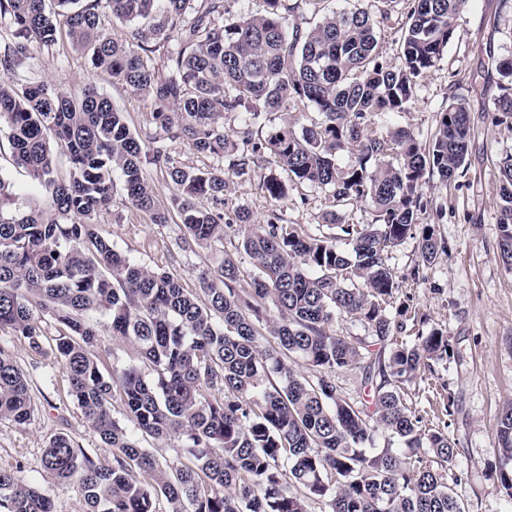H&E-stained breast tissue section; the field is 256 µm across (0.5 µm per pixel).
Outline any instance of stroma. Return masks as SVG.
Returning <instances> with one entry per match:
<instances>
[{
    "mask_svg": "<svg viewBox=\"0 0 512 512\" xmlns=\"http://www.w3.org/2000/svg\"><path fill=\"white\" fill-rule=\"evenodd\" d=\"M373 14L389 10L383 25L381 52L384 60L397 55L401 26L408 4L394 0H366ZM512 54V0H467L455 20L454 34L442 60L416 87L409 111L379 115L382 127L402 126L427 137L435 120L450 102L464 100L470 112L474 138L468 171L458 185L436 188L430 195L442 205L444 216L423 215L434 225L446 253L424 269V277L408 278L418 262L417 240L409 237L392 252L389 266L405 277L404 293L422 319L421 331L442 330L454 349L453 357L432 362L408 389L407 402L420 411L424 423L447 433L457 448L448 466V483L466 512H512V498L502 488L494 468L493 449L498 414L512 407V271L498 259L500 206L497 162L512 152V118L492 121V103L500 93L496 58ZM28 76L80 94L88 85L97 86L125 113L133 133L153 132V103L122 85L110 83L91 66L86 55L73 48L35 50L25 65ZM179 162L196 168L220 167L230 184L224 200V218L234 221L238 208H248L255 221L264 222L278 212L286 223L300 225L310 235L332 234L324 223L322 194L307 185H292L287 198L271 202L262 182L266 167L242 171L230 168L228 159L195 153L186 143L169 146ZM0 175L14 187L18 202L30 208L42 205L44 193L28 173L17 167L6 138H0ZM102 232L114 247L141 264L174 274L184 288L196 290L201 270L217 265L219 250L205 245L184 247L186 230L178 215L167 224L152 223L148 214L128 207L115 195L111 210L101 220ZM4 349L27 375L34 398V415L19 426L0 419V469L15 470L18 479L46 489L55 512H85L76 486L57 483L42 467V456L50 438L59 432L72 437L102 464L112 462L96 434L83 420L67 394L62 366L51 347L31 352L13 336L0 332ZM56 375V385L45 382ZM454 396L451 415H442V392Z\"/></svg>",
    "mask_w": 512,
    "mask_h": 512,
    "instance_id": "35a3bbf8",
    "label": "stroma"
}]
</instances>
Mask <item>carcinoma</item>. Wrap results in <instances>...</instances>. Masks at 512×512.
Returning <instances> with one entry per match:
<instances>
[{"mask_svg": "<svg viewBox=\"0 0 512 512\" xmlns=\"http://www.w3.org/2000/svg\"><path fill=\"white\" fill-rule=\"evenodd\" d=\"M263 12L224 24V0H0V25L11 39L0 50V128L17 165L45 190L43 206L17 205L0 176V331L43 351V316L62 326L53 350L67 393L112 453V465L92 458L70 436L55 435L44 469L73 484L86 512H307L322 499L327 512H465L443 471L454 443L407 404V388L429 362L448 355L443 332L416 334L390 351L382 344L416 321L400 303L388 254L432 209L424 185L448 186L465 175L474 136L466 103L455 101L422 140L397 127L374 128L381 113L410 109L416 85L442 59L466 0H411L399 52L381 60L378 21L366 8L333 12L310 29L288 23L294 7L264 0ZM128 22L117 41L101 11ZM70 45L111 83L151 98L156 133L144 142L123 112L90 85L76 97L44 81L16 80L32 49ZM166 46L161 67L150 54ZM501 94L494 111L512 117V56L497 60ZM312 106L320 122L296 129L283 118L263 143L234 141L220 119L253 108L300 112ZM183 141L199 154L231 156L239 169L263 153L273 168L263 178L268 197L288 196V182L325 192L326 224L339 233L310 236L277 212L254 222L240 208V247L258 273L237 289L239 268L228 253L199 274L200 291L174 275L116 250L98 215L119 190L126 204L166 224L169 210L188 233L185 245L224 244L221 168L185 166L170 154ZM66 156L55 175V153ZM354 157L348 166L341 153ZM175 187L159 204L146 167ZM502 202L498 257L512 270V153L499 162ZM369 205L372 224H343L338 209ZM352 244V254L336 240ZM423 267L445 252L431 225L421 228ZM354 319L373 341L330 330L336 316ZM267 327L275 347L261 350ZM110 333L134 344L138 366L112 371L94 353ZM303 360L314 378L294 373ZM363 370L366 398L349 402L336 373ZM121 395L129 430L112 415ZM30 384L0 349V418L27 424ZM408 449L373 452L377 428ZM180 441L177 463L162 465L141 438ZM501 485L512 498V407L496 425ZM0 512H54L48 492L0 471Z\"/></svg>", "mask_w": 512, "mask_h": 512, "instance_id": "1", "label": "carcinoma"}]
</instances>
